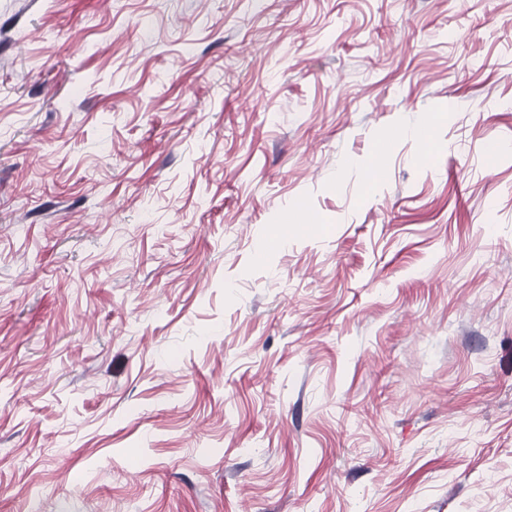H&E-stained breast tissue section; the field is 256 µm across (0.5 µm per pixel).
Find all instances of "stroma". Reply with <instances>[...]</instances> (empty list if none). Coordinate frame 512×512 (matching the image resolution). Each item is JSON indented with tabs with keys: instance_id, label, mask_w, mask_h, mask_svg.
Wrapping results in <instances>:
<instances>
[{
	"instance_id": "35a3bbf8",
	"label": "stroma",
	"mask_w": 512,
	"mask_h": 512,
	"mask_svg": "<svg viewBox=\"0 0 512 512\" xmlns=\"http://www.w3.org/2000/svg\"><path fill=\"white\" fill-rule=\"evenodd\" d=\"M0 512H512V0H0Z\"/></svg>"
}]
</instances>
